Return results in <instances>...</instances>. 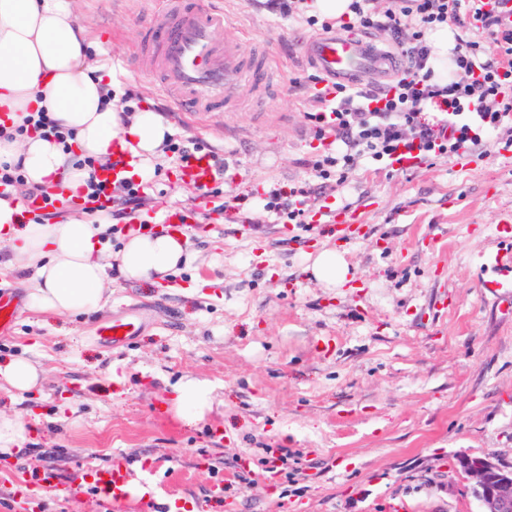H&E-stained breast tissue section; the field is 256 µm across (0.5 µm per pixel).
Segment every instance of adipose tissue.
Here are the masks:
<instances>
[{
    "mask_svg": "<svg viewBox=\"0 0 512 512\" xmlns=\"http://www.w3.org/2000/svg\"><path fill=\"white\" fill-rule=\"evenodd\" d=\"M93 46L75 0H0V162L21 163L28 186L79 194L89 177L82 160L107 162L116 148L129 152L133 174L146 177L171 133L158 113L128 115L114 106L121 82L106 63L91 60ZM42 110L70 131L67 142L38 133L14 137L28 113ZM21 211L17 189L0 197L4 264L31 270L33 308L60 315L102 308L107 218L24 225ZM191 256L186 235L157 233L130 236L116 259L125 279L151 281L173 275ZM174 393L175 415L188 422L202 419L214 403L205 379L182 381Z\"/></svg>",
    "mask_w": 512,
    "mask_h": 512,
    "instance_id": "adipose-tissue-1",
    "label": "adipose tissue"
}]
</instances>
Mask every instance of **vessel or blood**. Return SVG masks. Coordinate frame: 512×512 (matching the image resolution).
<instances>
[{
  "mask_svg": "<svg viewBox=\"0 0 512 512\" xmlns=\"http://www.w3.org/2000/svg\"><path fill=\"white\" fill-rule=\"evenodd\" d=\"M231 22L209 0H168L167 7L151 14L138 51L143 69L157 75L173 93L183 112H227L239 89L253 94L255 109H263L265 95L275 74L267 52L252 57L243 53L238 40L229 38ZM305 57L322 79L323 89L339 82L357 84L369 76L389 83L402 70L400 56L382 47L371 36L331 33L310 39ZM177 178L196 188L210 186L213 170L200 155L180 168ZM109 343H126L139 330L136 318L104 326ZM91 484L108 495L122 512H145L146 501H133L129 475L122 468L93 470L70 483L55 486L58 496L69 497ZM42 483L21 474L15 479V499L20 512H33L41 501Z\"/></svg>",
  "mask_w": 512,
  "mask_h": 512,
  "instance_id": "1",
  "label": "vessel or blood"
}]
</instances>
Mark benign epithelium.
I'll return each instance as SVG.
<instances>
[{
    "label": "benign epithelium",
    "mask_w": 512,
    "mask_h": 512,
    "mask_svg": "<svg viewBox=\"0 0 512 512\" xmlns=\"http://www.w3.org/2000/svg\"><path fill=\"white\" fill-rule=\"evenodd\" d=\"M456 461V472L472 481L480 512H512V463L493 453L460 454Z\"/></svg>",
    "instance_id": "1"
}]
</instances>
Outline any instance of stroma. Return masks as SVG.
Masks as SVG:
<instances>
[{
  "label": "stroma",
  "mask_w": 512,
  "mask_h": 512,
  "mask_svg": "<svg viewBox=\"0 0 512 512\" xmlns=\"http://www.w3.org/2000/svg\"><path fill=\"white\" fill-rule=\"evenodd\" d=\"M163 0H76L121 71L135 111L160 113L173 138L203 141L224 159L216 195L175 179L164 153L145 180L136 220L106 238L160 226L191 209V262L161 282L113 273L101 311L31 310L27 270L0 273L19 310L0 331V367L28 359L45 371L24 393L0 390V412L27 425L21 452L0 456V512H17L14 472L62 481L124 463L148 488L151 512H479L456 455L512 462V288H495L489 255L512 256V152L473 151L393 174L361 162L340 189L319 187L311 164L326 149L302 113L314 93L303 45L315 32L266 0H217L246 52L269 47L275 81L263 110L177 111L154 76L130 64ZM316 188L314 207L356 210L343 242L335 225L287 229L263 209L269 189ZM342 252L357 289L330 288L309 266ZM134 313L141 328L110 346L99 326ZM218 386L198 422L174 419L172 387ZM288 449L300 475L261 476L266 451ZM257 477L239 482L244 459Z\"/></svg>",
  "instance_id": "obj_1"
}]
</instances>
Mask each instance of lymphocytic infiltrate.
<instances>
[{
	"label": "lymphocytic infiltrate",
	"instance_id": "1",
	"mask_svg": "<svg viewBox=\"0 0 512 512\" xmlns=\"http://www.w3.org/2000/svg\"><path fill=\"white\" fill-rule=\"evenodd\" d=\"M353 17L307 25L323 30L388 32L403 69L383 89L335 84L330 96L312 99L304 118L320 140L333 146L314 160L322 184H344L359 159L393 169L404 152L424 161L454 157L471 147L491 150L497 136L512 138V27L500 26L477 0H352ZM448 25L466 28L452 51L454 78L434 83L428 31ZM311 187L270 190L267 212L291 224H307Z\"/></svg>",
	"mask_w": 512,
	"mask_h": 512
}]
</instances>
